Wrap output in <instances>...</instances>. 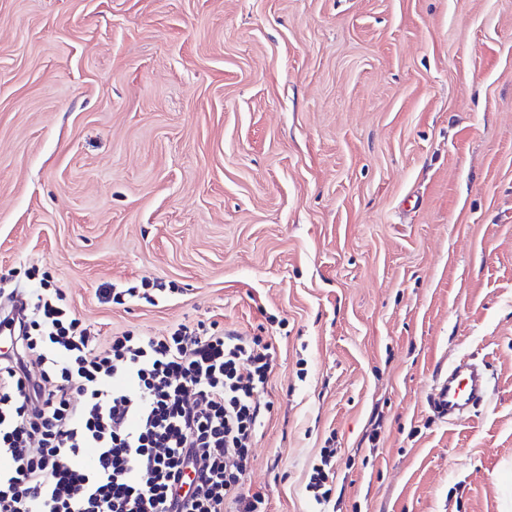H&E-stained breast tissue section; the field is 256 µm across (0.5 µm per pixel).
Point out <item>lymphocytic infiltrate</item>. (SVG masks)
I'll return each mask as SVG.
<instances>
[{"mask_svg": "<svg viewBox=\"0 0 512 512\" xmlns=\"http://www.w3.org/2000/svg\"><path fill=\"white\" fill-rule=\"evenodd\" d=\"M17 342L0 359V512H265L264 494L242 485L272 343L201 323L125 332L102 352L56 288L24 314Z\"/></svg>", "mask_w": 512, "mask_h": 512, "instance_id": "f902f5d3", "label": "lymphocytic infiltrate"}]
</instances>
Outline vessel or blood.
Masks as SVG:
<instances>
[{
    "mask_svg": "<svg viewBox=\"0 0 512 512\" xmlns=\"http://www.w3.org/2000/svg\"><path fill=\"white\" fill-rule=\"evenodd\" d=\"M486 395L482 375L474 367L462 362L440 372L427 402L436 415L454 422Z\"/></svg>",
    "mask_w": 512,
    "mask_h": 512,
    "instance_id": "b4317fda",
    "label": "vessel or blood"
}]
</instances>
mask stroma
Listing matches in <instances>:
<instances>
[{"label": "stroma", "instance_id": "1", "mask_svg": "<svg viewBox=\"0 0 512 512\" xmlns=\"http://www.w3.org/2000/svg\"><path fill=\"white\" fill-rule=\"evenodd\" d=\"M44 272L103 350L273 342L266 512H512V0H0V289ZM142 290V291H141ZM96 294L102 303L109 304L113 301L117 304H122V298H141L150 301V295L147 294L146 288L129 287L125 289L114 288V284L105 282L98 286ZM142 294V297H141ZM486 395L482 375L461 360L459 365L439 373L427 402L436 415L453 423ZM335 457V449L325 448L320 459L321 466L313 468L314 472L307 486V488L310 489L309 491L313 493L314 500L320 504L329 500L331 488L327 487V482L331 474L330 471L333 467V463L335 462Z\"/></svg>", "mask_w": 512, "mask_h": 512}]
</instances>
